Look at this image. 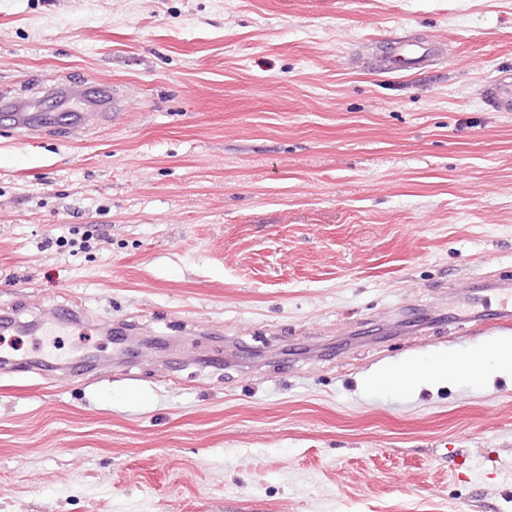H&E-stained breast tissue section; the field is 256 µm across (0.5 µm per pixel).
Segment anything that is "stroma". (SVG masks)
Listing matches in <instances>:
<instances>
[{
    "label": "stroma",
    "mask_w": 512,
    "mask_h": 512,
    "mask_svg": "<svg viewBox=\"0 0 512 512\" xmlns=\"http://www.w3.org/2000/svg\"><path fill=\"white\" fill-rule=\"evenodd\" d=\"M504 68L512 0H0V99L120 94L0 119V512H512L511 384L362 385L490 338ZM428 49L422 43L399 42L397 52L389 59L390 70L395 72L412 71L428 60ZM488 97L493 106L501 112H509L512 107V75L511 71H504L498 76L488 89ZM117 107V99L112 94V101L108 97H99L93 100L84 102V107L81 112H75L71 117L77 126H83L89 121L94 120L97 112H107L112 108V111Z\"/></svg>",
    "instance_id": "1"
}]
</instances>
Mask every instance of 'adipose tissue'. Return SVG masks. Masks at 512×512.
Here are the masks:
<instances>
[{"instance_id":"adipose-tissue-1","label":"adipose tissue","mask_w":512,"mask_h":512,"mask_svg":"<svg viewBox=\"0 0 512 512\" xmlns=\"http://www.w3.org/2000/svg\"><path fill=\"white\" fill-rule=\"evenodd\" d=\"M512 377V341L488 340L465 354L433 356L395 364L377 373L372 386L405 391L451 379L471 381L486 376Z\"/></svg>"}]
</instances>
